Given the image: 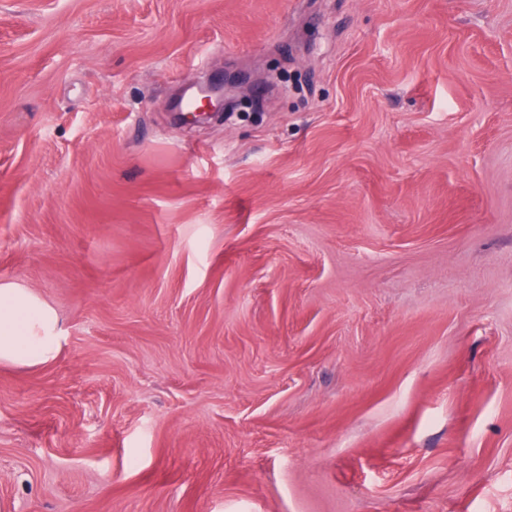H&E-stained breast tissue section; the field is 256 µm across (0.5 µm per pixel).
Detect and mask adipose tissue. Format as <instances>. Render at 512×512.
Instances as JSON below:
<instances>
[{
	"label": "adipose tissue",
	"mask_w": 512,
	"mask_h": 512,
	"mask_svg": "<svg viewBox=\"0 0 512 512\" xmlns=\"http://www.w3.org/2000/svg\"><path fill=\"white\" fill-rule=\"evenodd\" d=\"M62 341L59 319L27 289L0 284V363L38 366L54 360Z\"/></svg>",
	"instance_id": "1"
}]
</instances>
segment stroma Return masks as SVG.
I'll return each mask as SVG.
<instances>
[{
    "label": "stroma",
    "instance_id": "35a3bbf8",
    "mask_svg": "<svg viewBox=\"0 0 512 512\" xmlns=\"http://www.w3.org/2000/svg\"><path fill=\"white\" fill-rule=\"evenodd\" d=\"M0 283V512H512V0H0ZM193 85L197 86L199 90L206 89L209 90V92L207 94H203L194 102L198 105L191 111L189 110L191 109L193 102L184 98L180 99L175 104V108L178 112L185 113H177L174 118L175 122L184 125H194L203 123L209 119L211 120L224 116V110L228 104V89L224 83V78L218 83L203 82ZM53 308L25 288L0 284V363L38 366L54 360L61 341Z\"/></svg>",
    "mask_w": 512,
    "mask_h": 512
}]
</instances>
